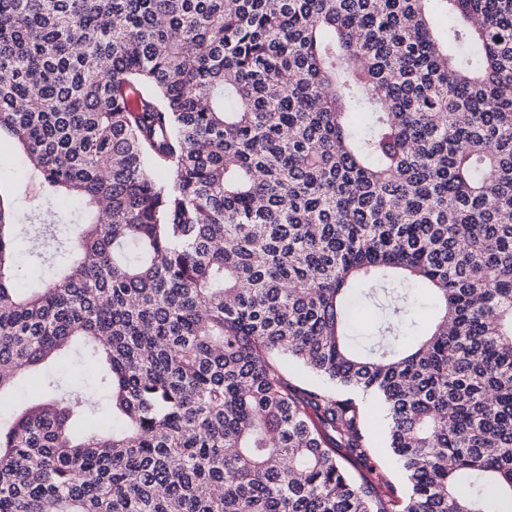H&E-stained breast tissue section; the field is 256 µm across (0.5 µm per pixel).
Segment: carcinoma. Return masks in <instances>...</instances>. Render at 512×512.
I'll list each match as a JSON object with an SVG mask.
<instances>
[{"label":"carcinoma","instance_id":"obj_1","mask_svg":"<svg viewBox=\"0 0 512 512\" xmlns=\"http://www.w3.org/2000/svg\"><path fill=\"white\" fill-rule=\"evenodd\" d=\"M2 141L0 512H512V0H0ZM1 154L9 156L10 162L7 166L1 167L8 163V160ZM0 156V185L2 191L5 190L14 194L17 201L18 214L22 217L26 211L30 196L35 192L34 186L29 179L25 157L11 145L7 144H0ZM410 290V304L407 309L405 323L401 328L398 337V343L403 346L412 344L416 336L431 322L434 318L435 307L431 296L411 286H406ZM286 367L288 378L295 384L303 387H325V383L307 371L302 365L288 360L281 361ZM365 427L372 448V457L384 474L385 480L393 486L401 488L404 485V474L399 460L388 448L387 437L389 419L382 403L374 397H367L363 403Z\"/></svg>","mask_w":512,"mask_h":512}]
</instances>
